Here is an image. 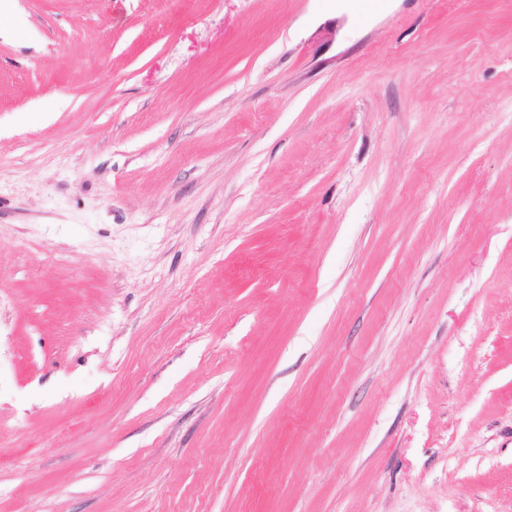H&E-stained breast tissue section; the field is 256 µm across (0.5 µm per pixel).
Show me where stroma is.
<instances>
[{"label": "stroma", "mask_w": 512, "mask_h": 512, "mask_svg": "<svg viewBox=\"0 0 512 512\" xmlns=\"http://www.w3.org/2000/svg\"><path fill=\"white\" fill-rule=\"evenodd\" d=\"M0 8V512H512V0Z\"/></svg>", "instance_id": "35a3bbf8"}]
</instances>
